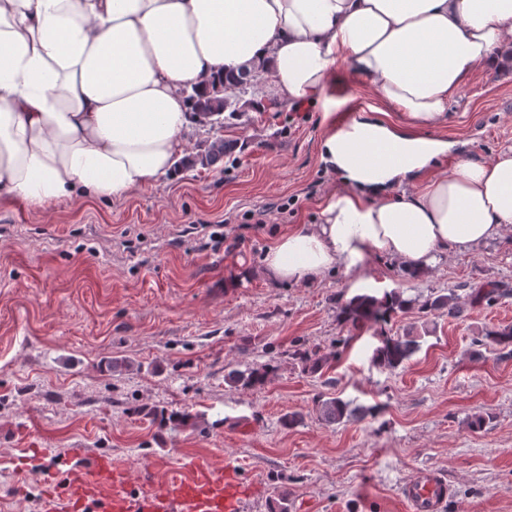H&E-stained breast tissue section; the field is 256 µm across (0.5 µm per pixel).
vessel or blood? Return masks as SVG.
Returning <instances> with one entry per match:
<instances>
[{
	"mask_svg": "<svg viewBox=\"0 0 512 512\" xmlns=\"http://www.w3.org/2000/svg\"><path fill=\"white\" fill-rule=\"evenodd\" d=\"M42 464L41 485L46 512H242L248 487L242 476L195 459L186 470L143 471L131 485L124 467L111 457L69 449L56 456L34 449ZM412 512H440L448 485L432 467L420 470L400 487Z\"/></svg>",
	"mask_w": 512,
	"mask_h": 512,
	"instance_id": "1",
	"label": "vessel or blood"
}]
</instances>
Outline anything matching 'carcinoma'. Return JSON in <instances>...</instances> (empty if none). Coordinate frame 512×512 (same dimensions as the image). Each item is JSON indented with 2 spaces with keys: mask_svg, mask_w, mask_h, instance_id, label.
I'll return each mask as SVG.
<instances>
[{
  "mask_svg": "<svg viewBox=\"0 0 512 512\" xmlns=\"http://www.w3.org/2000/svg\"><path fill=\"white\" fill-rule=\"evenodd\" d=\"M226 81L220 80L205 91L192 87L188 96L194 118L203 124L224 128V120L236 119L244 112L241 98L231 99L224 95ZM229 143L224 136L216 135L206 141L203 153L184 158L180 161L183 166H193L197 163L211 166L224 158V150ZM512 295L511 288H500L496 285L490 288H474L471 299L475 304L492 305L499 299ZM413 307L425 315L437 312L448 313L450 317H458L462 313L459 297L455 289L450 288L433 293L423 301L405 299L398 292H389L383 299L377 300L368 296H357L340 306L339 316L342 322L357 326L364 322L388 323L394 315ZM429 334L427 326H421V331L408 332L404 336H381V344L374 350L372 362L374 365L395 370L402 366L420 347V339ZM474 342L486 348L511 347L512 326L488 329L476 337ZM288 357L301 367L302 371L313 376H321L336 363L338 353L321 352L318 347L296 348L288 353ZM277 367L269 363L235 370L225 376V381L234 387L255 389L264 386L275 374ZM315 411L321 420L328 424H339L353 417L356 413L366 414L368 408H351L350 403L336 397L318 398L315 401ZM268 512H290V503L286 490L276 488L270 498Z\"/></svg>",
  "mask_w": 512,
  "mask_h": 512,
  "instance_id": "carcinoma-1",
  "label": "carcinoma"
}]
</instances>
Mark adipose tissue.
<instances>
[{
    "label": "adipose tissue",
    "instance_id": "1",
    "mask_svg": "<svg viewBox=\"0 0 512 512\" xmlns=\"http://www.w3.org/2000/svg\"><path fill=\"white\" fill-rule=\"evenodd\" d=\"M511 43L512 0H0V194L123 198L172 176L185 87L255 71L305 104L345 66L402 120L364 113L324 136L322 161L356 191L282 236L265 271L312 282L370 252L420 270L512 226V147L439 173L452 145L431 134Z\"/></svg>",
    "mask_w": 512,
    "mask_h": 512
}]
</instances>
